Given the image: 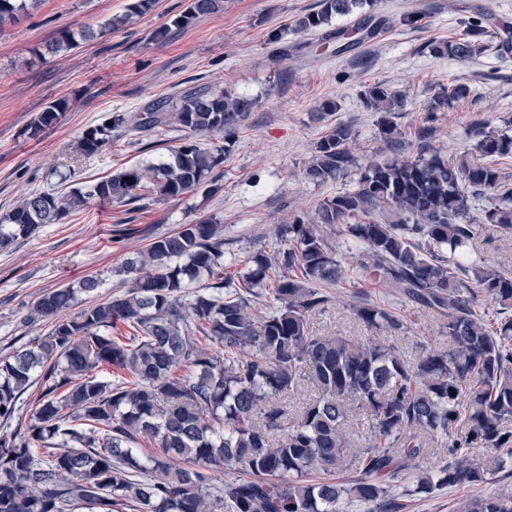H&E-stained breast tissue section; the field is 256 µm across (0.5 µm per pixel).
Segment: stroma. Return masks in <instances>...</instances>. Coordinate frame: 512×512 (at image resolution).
Masks as SVG:
<instances>
[{
	"instance_id": "stroma-1",
	"label": "stroma",
	"mask_w": 512,
	"mask_h": 512,
	"mask_svg": "<svg viewBox=\"0 0 512 512\" xmlns=\"http://www.w3.org/2000/svg\"><path fill=\"white\" fill-rule=\"evenodd\" d=\"M128 3L40 0L0 33V214L31 192L87 190L116 169L159 163L183 137L175 127L154 132L121 128L113 131L110 149L73 160L77 138L110 114L137 112L196 85L250 97L254 109L235 135L218 194L151 197L136 213L93 199L64 223L42 225L0 250V360L50 333L52 321L29 319L41 295L98 279L94 292H80L64 310L70 318L122 293V265L154 237L212 216L224 226L225 261H238L272 250L275 225L314 219L324 198L354 189L356 173L317 186L305 179L304 170L314 143L338 124L352 128L359 164L377 159L379 116L360 99L365 86L385 82L403 94L397 122L410 152L425 143L448 160H458L472 148L468 131L477 120L512 135V33L504 31L512 26V0H379L376 10L390 17V24L341 55L326 49L321 33L296 28L318 0H224L219 11L198 17L185 29L171 22L189 0H155L150 13L112 33L66 52H47L63 30L100 27L124 14ZM407 10L420 13L416 26L398 23ZM486 17L497 22L488 51L465 62L428 51L432 40L461 35L465 19ZM165 25L167 37L155 40V31ZM274 31L282 32L281 44L270 43ZM451 83L466 85L469 96L429 111L440 88ZM64 96L73 98L72 111L31 135L38 113ZM328 101L335 102L334 112L325 111ZM120 227L127 234L117 243L113 234ZM338 292L334 309L313 317L316 332L364 335L350 313L362 296L407 319L410 329L399 342L407 357H414L419 337L444 340L438 319L363 275L356 259H349ZM473 494L467 487H446L408 496L403 512H461Z\"/></svg>"
}]
</instances>
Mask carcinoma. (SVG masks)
<instances>
[{"instance_id": "carcinoma-1", "label": "carcinoma", "mask_w": 512, "mask_h": 512, "mask_svg": "<svg viewBox=\"0 0 512 512\" xmlns=\"http://www.w3.org/2000/svg\"><path fill=\"white\" fill-rule=\"evenodd\" d=\"M27 2L0 0V30ZM374 2L320 0L298 27L317 31L357 10L351 30L371 22L377 29L385 21L375 20ZM153 5L130 0L99 31L65 30L48 51L103 36ZM220 8L221 0H189L172 25L188 27ZM488 35L476 21L428 48L462 62L487 51ZM325 38L338 55L354 45L346 28ZM468 94L462 84L444 88L430 109ZM361 96L381 113L385 158L357 167L351 128L333 126L315 143L306 178L321 186L355 169L358 178L353 190L325 198L313 223L276 225L272 252L255 253L234 277L224 275V225L183 224L125 262V293L56 321L48 336L0 363V419L14 415L34 379L42 384L28 434L0 437V512H401L391 488L403 478H412L413 494L428 495L480 484L512 465V455L471 457L475 448H512V318L491 324L480 312L485 299L512 309V273L471 257L479 225L512 234V186L493 163L512 155V136L477 120L468 132L472 157L450 162L425 145L407 157L394 121L403 95L375 83ZM72 104L51 102L31 135ZM253 107L246 96L192 87L133 115H109L82 133L76 153L109 149L123 126L174 124L185 135L167 162L118 169L85 193L24 197L0 219V247L40 224L62 223L90 198L130 204L217 193L224 158ZM486 194L498 203L471 213L470 199ZM335 236L347 250L362 248L366 275L443 318L448 346L424 337L407 359L391 341L407 322L369 300L351 311L375 335L311 330L310 317L335 300L323 287L347 274ZM96 287L87 278L77 290L54 289L30 319L53 318ZM106 366L115 379L101 375ZM306 383L313 396L290 410ZM142 438L156 451L138 455ZM433 448L436 467L428 465ZM216 470L226 475L219 488ZM465 512H512V492L472 497Z\"/></svg>"}]
</instances>
